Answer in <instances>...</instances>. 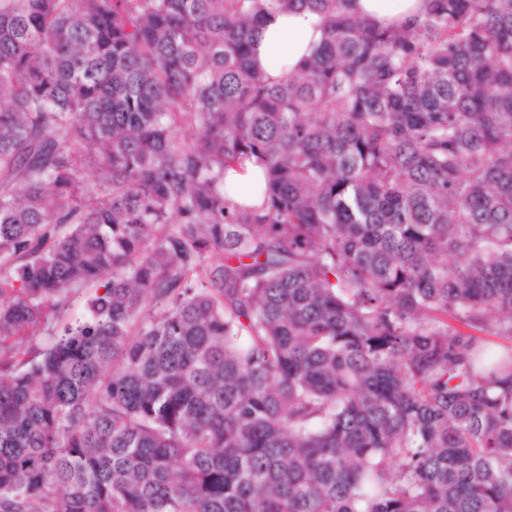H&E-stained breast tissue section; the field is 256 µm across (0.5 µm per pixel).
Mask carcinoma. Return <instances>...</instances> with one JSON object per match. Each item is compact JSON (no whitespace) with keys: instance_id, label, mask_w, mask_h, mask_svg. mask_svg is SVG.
<instances>
[{"instance_id":"1","label":"carcinoma","mask_w":512,"mask_h":512,"mask_svg":"<svg viewBox=\"0 0 512 512\" xmlns=\"http://www.w3.org/2000/svg\"><path fill=\"white\" fill-rule=\"evenodd\" d=\"M0 512H512V0H0ZM360 16L373 19L381 26L401 24L421 16L424 0H356ZM322 39L319 17L307 10L268 16L253 46L255 68L272 82L288 78ZM263 179V169L256 158L246 160L239 170H228L224 177V192L238 204L258 207L262 198L253 194V188Z\"/></svg>"}]
</instances>
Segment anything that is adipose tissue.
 Segmentation results:
<instances>
[{
    "label": "adipose tissue",
    "instance_id": "1",
    "mask_svg": "<svg viewBox=\"0 0 512 512\" xmlns=\"http://www.w3.org/2000/svg\"><path fill=\"white\" fill-rule=\"evenodd\" d=\"M355 8L360 16L390 26L421 16L424 0H356ZM321 39V22L312 12L298 10L270 15L254 43L253 64L267 80L281 81L313 54ZM262 179L263 169L253 158L245 161L240 169L227 171L224 189L238 204L257 207L261 199L253 189Z\"/></svg>",
    "mask_w": 512,
    "mask_h": 512
}]
</instances>
